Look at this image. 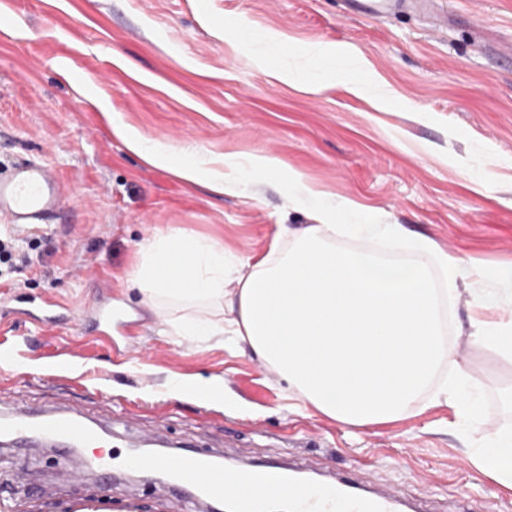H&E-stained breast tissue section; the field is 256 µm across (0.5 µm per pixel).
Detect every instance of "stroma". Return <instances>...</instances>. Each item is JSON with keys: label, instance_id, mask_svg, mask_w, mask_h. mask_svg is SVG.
Returning <instances> with one entry per match:
<instances>
[{"label": "stroma", "instance_id": "obj_1", "mask_svg": "<svg viewBox=\"0 0 512 512\" xmlns=\"http://www.w3.org/2000/svg\"><path fill=\"white\" fill-rule=\"evenodd\" d=\"M2 13L14 24L0 31V171L43 161L65 198L48 225L21 235L37 241L33 268L0 264V399L19 392L40 407L70 400L98 420L131 417L141 434L241 467L386 474L407 496L429 495L436 512L487 494L512 512V489L474 462L487 436L512 434V353L477 341L471 326L512 319V305L479 311L465 290L448 302L441 374L478 382L477 425L454 401L427 397L405 419L354 427L298 402L248 347L176 334L172 309L127 281L138 244L167 225L260 259L279 225L311 221L312 203L288 202L296 174L329 202L353 200L432 239L498 287L512 267V0H421L372 16L350 14L344 0H0ZM242 23L254 47L232 38ZM345 48L368 64L360 81L381 79L387 97L348 91ZM291 55L309 57L318 91L259 65ZM116 120L178 161L217 169L272 155L281 168L242 173L217 196L146 164L113 134ZM46 298L60 318L96 317L110 301L128 324L51 331ZM217 378L220 394L201 392ZM175 380L185 383L178 396ZM90 455L0 447V512L96 506ZM111 494L135 512H185L191 501L126 474Z\"/></svg>", "mask_w": 512, "mask_h": 512}]
</instances>
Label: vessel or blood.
I'll list each match as a JSON object with an SVG mask.
<instances>
[{
  "label": "vessel or blood",
  "instance_id": "b4317fda",
  "mask_svg": "<svg viewBox=\"0 0 512 512\" xmlns=\"http://www.w3.org/2000/svg\"><path fill=\"white\" fill-rule=\"evenodd\" d=\"M407 0H348L354 12L389 13L405 6ZM63 204V193L49 168L41 162L15 164L7 177H0V214L11 226L27 228L48 223L50 216ZM0 433L38 445L63 448L76 444L94 449L93 463L103 480H110L116 465L113 453L107 452L104 426L88 419L72 403L62 402L52 409L33 412L23 397H15L0 407ZM124 467L166 469L174 481L193 477L200 492V502L230 499L232 484L224 480V468L214 455L202 451L177 453L171 457L138 455L125 458ZM237 480L258 486L277 484L288 488L291 478L282 466L250 468L236 473ZM405 502L398 486L386 484L374 489L336 476L316 485H306L290 492V512H403Z\"/></svg>",
  "mask_w": 512,
  "mask_h": 512
}]
</instances>
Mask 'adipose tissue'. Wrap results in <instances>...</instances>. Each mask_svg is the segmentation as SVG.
Wrapping results in <instances>:
<instances>
[{"label":"adipose tissue","instance_id":"ef3b65f1","mask_svg":"<svg viewBox=\"0 0 512 512\" xmlns=\"http://www.w3.org/2000/svg\"><path fill=\"white\" fill-rule=\"evenodd\" d=\"M113 130L149 164L221 194L237 183L239 166L219 172L175 163L167 151ZM292 203L315 202L312 223L281 225V240L259 260L227 255L184 229H158L139 247L129 281L152 302L181 308L171 324L183 336L235 337L286 381L305 402L349 426L388 423L410 415L448 357L444 302L473 284L479 270L421 238L402 264L382 255L341 248L337 233L401 243L398 224L366 215L342 218L359 206L345 199L324 204L323 191L300 177L288 180ZM217 305L221 321L197 309ZM482 469L512 488V435L490 438L479 454Z\"/></svg>","mask_w":512,"mask_h":512}]
</instances>
